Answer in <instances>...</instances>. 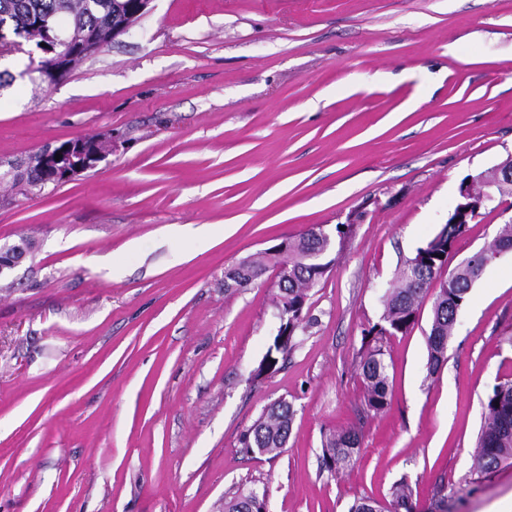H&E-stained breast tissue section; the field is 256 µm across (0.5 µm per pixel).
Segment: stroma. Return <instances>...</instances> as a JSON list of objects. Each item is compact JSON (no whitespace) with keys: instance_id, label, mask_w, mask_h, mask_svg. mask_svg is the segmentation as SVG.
I'll list each match as a JSON object with an SVG mask.
<instances>
[{"instance_id":"obj_1","label":"stroma","mask_w":512,"mask_h":512,"mask_svg":"<svg viewBox=\"0 0 512 512\" xmlns=\"http://www.w3.org/2000/svg\"><path fill=\"white\" fill-rule=\"evenodd\" d=\"M131 31L53 87L0 60V512H348L407 479L417 512L512 497L480 477L483 401L512 378V251L457 317L427 375L431 301L388 338L392 398L364 410L357 360L381 288L446 224L468 176L512 156V0H152ZM87 135L106 160L55 186L14 174ZM351 234L310 292L287 361L254 370L277 325L274 272L224 270L314 225ZM285 451L243 452L272 402ZM363 435L353 469L325 434ZM360 444L361 436L353 429L336 430L327 434L322 451L324 470L336 476L353 468L359 459ZM238 488L224 498V512H268V493L265 488Z\"/></svg>"}]
</instances>
